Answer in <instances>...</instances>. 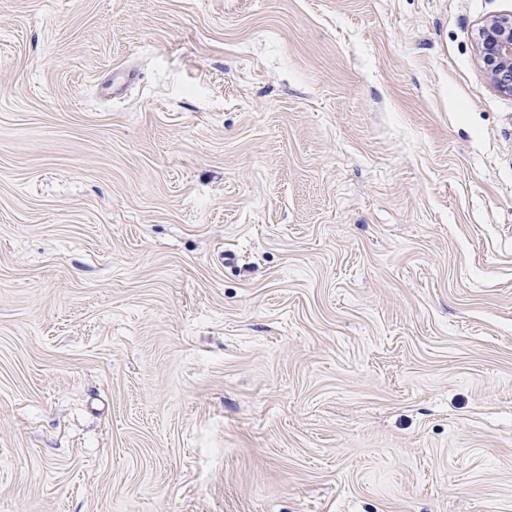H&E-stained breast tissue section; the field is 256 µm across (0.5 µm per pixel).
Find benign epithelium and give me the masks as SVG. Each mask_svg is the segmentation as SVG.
I'll use <instances>...</instances> for the list:
<instances>
[{
	"instance_id": "benign-epithelium-1",
	"label": "benign epithelium",
	"mask_w": 512,
	"mask_h": 512,
	"mask_svg": "<svg viewBox=\"0 0 512 512\" xmlns=\"http://www.w3.org/2000/svg\"><path fill=\"white\" fill-rule=\"evenodd\" d=\"M476 46L490 84L512 95V15L486 19L477 30Z\"/></svg>"
}]
</instances>
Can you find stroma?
<instances>
[{"instance_id":"stroma-1","label":"stroma","mask_w":512,"mask_h":512,"mask_svg":"<svg viewBox=\"0 0 512 512\" xmlns=\"http://www.w3.org/2000/svg\"><path fill=\"white\" fill-rule=\"evenodd\" d=\"M512 0H0V512H512ZM475 39L490 84L512 95V15L489 17L478 28Z\"/></svg>"}]
</instances>
